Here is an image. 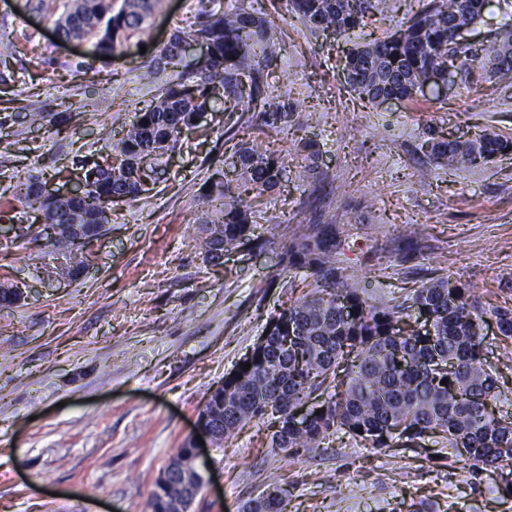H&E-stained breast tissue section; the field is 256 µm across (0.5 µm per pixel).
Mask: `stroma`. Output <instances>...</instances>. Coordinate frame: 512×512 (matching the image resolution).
<instances>
[{"label":"stroma","mask_w":512,"mask_h":512,"mask_svg":"<svg viewBox=\"0 0 512 512\" xmlns=\"http://www.w3.org/2000/svg\"><path fill=\"white\" fill-rule=\"evenodd\" d=\"M348 37L315 32L286 0H253L278 20L283 43L268 76L288 106L287 136L216 100L162 160V179L136 200L113 201L85 278L71 280L41 243L0 250V286L22 292L0 307V512H151L155 480L188 439L210 388L253 348L267 318L304 291L281 273L280 253L300 224H333L340 256L370 302L388 305L433 277L471 288L487 310L483 349L497 372L496 416L512 417V362L493 309H512V149L475 169L435 165L428 135L512 142V79L456 62L445 89L372 104L345 81L354 44L396 31L416 0ZM64 0H0V206L18 224L38 210L15 202L17 179L70 188L78 159L111 153L158 92L145 66L175 31H189L201 0H165L149 36L128 56L93 60L87 43L53 41ZM238 137L262 136L288 152L281 184L255 201L252 242L202 260L197 198L223 171ZM317 142L311 192L306 141ZM426 234L408 252L404 225ZM252 422L211 452V484L192 512H243L276 473L288 512H512L498 475L462 469L446 444L394 442L379 452L348 437L292 460Z\"/></svg>","instance_id":"35a3bbf8"}]
</instances>
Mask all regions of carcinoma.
I'll list each match as a JSON object with an SVG mask.
<instances>
[{
    "instance_id": "1",
    "label": "carcinoma",
    "mask_w": 512,
    "mask_h": 512,
    "mask_svg": "<svg viewBox=\"0 0 512 512\" xmlns=\"http://www.w3.org/2000/svg\"><path fill=\"white\" fill-rule=\"evenodd\" d=\"M486 2L422 0V8L395 34L349 50L350 89L370 103L382 93L411 99L429 73L448 83V65L461 58L479 63L490 77H511L512 53L505 54L512 47L511 22L479 46L454 39L455 27L483 21ZM162 3L121 0L116 8L114 0H68L55 29L66 39L90 42L96 61L114 58L124 55L133 40H142ZM288 6L313 31L338 36L355 32L376 8L372 0H288ZM187 39L204 42L209 55L171 80L167 70L182 62L180 47ZM276 42L273 21L256 11L252 0L202 8L194 28L174 33L150 60L149 68L161 80L160 94L138 112L115 154L82 163L81 197H44L34 183L17 182L20 203L37 205L47 224L65 225L45 246L68 257L72 275L88 257L87 244L76 241L71 225H78L84 237L102 236L112 201L132 200L156 183L159 161L212 109L217 94L233 98L246 111L262 104L265 125L288 131V107L275 101L264 79ZM428 147L435 163L471 169L492 161L509 143L485 133L466 141L431 138ZM233 156L235 185L218 178L202 195L207 210L199 230L206 263H216L251 238V193L269 192L285 176V158L254 143L239 144ZM421 236L422 225H405V249H414ZM341 245L334 224H302L293 234L280 266L308 272L312 289L269 317L263 327L266 342L255 344L244 359L249 370L240 364L224 376L222 395L214 401L224 405V414L209 421L211 428L224 440L268 415L274 419L272 447L292 458L340 432L377 450L396 439L417 445L439 434L472 472L499 471L501 490L512 497V419L494 414L500 392L482 352L484 309L469 289L445 277L415 290L407 306L371 305L340 266ZM410 310L426 311L430 329L407 326L403 317ZM493 314L503 340L512 341V309ZM311 400L320 414L295 423V414ZM287 505L285 491L272 480L246 502L244 512H286Z\"/></svg>"
}]
</instances>
